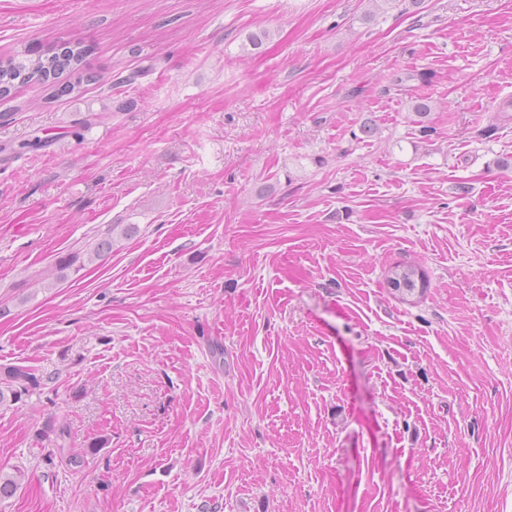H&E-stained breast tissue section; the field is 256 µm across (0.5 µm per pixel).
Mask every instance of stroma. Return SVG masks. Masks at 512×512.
Here are the masks:
<instances>
[{
    "instance_id": "stroma-1",
    "label": "stroma",
    "mask_w": 512,
    "mask_h": 512,
    "mask_svg": "<svg viewBox=\"0 0 512 512\" xmlns=\"http://www.w3.org/2000/svg\"><path fill=\"white\" fill-rule=\"evenodd\" d=\"M76 40L0 99V512H512V0H0ZM138 230L135 224H113L112 229L100 239L88 252L89 259L102 258L112 251V245L117 237L127 239L132 237ZM387 283L391 285L394 291V298L402 303L411 301L410 298L416 297L409 304H414L416 300L423 297L428 289L427 280L422 272L411 263H396L388 270ZM41 387V381L29 369L20 366L0 370V406H9L32 395Z\"/></svg>"
}]
</instances>
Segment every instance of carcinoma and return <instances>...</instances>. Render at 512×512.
Masks as SVG:
<instances>
[{"label": "carcinoma", "instance_id": "1", "mask_svg": "<svg viewBox=\"0 0 512 512\" xmlns=\"http://www.w3.org/2000/svg\"><path fill=\"white\" fill-rule=\"evenodd\" d=\"M85 45L79 42L30 47L5 60L0 59V97H8L14 90L34 81L49 82L64 71L78 72L84 67ZM138 230L136 224H114L112 229L88 252L89 259L102 258L112 251L116 238L127 239ZM84 266L77 254L59 258L55 273L64 280L68 271H79ZM387 282L394 291V298L402 303L425 295L428 284L423 273L411 263H397L388 270ZM41 387V381L29 369L20 366L0 370V406H8L32 395ZM24 473H0V499L13 496L22 482Z\"/></svg>", "mask_w": 512, "mask_h": 512}]
</instances>
